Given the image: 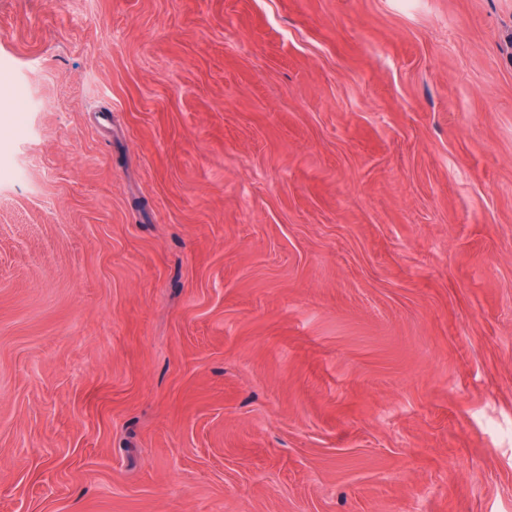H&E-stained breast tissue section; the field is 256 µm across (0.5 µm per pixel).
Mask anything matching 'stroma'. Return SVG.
Segmentation results:
<instances>
[{
	"label": "stroma",
	"instance_id": "obj_1",
	"mask_svg": "<svg viewBox=\"0 0 512 512\" xmlns=\"http://www.w3.org/2000/svg\"><path fill=\"white\" fill-rule=\"evenodd\" d=\"M418 507L512 512V0H0V512Z\"/></svg>",
	"mask_w": 512,
	"mask_h": 512
}]
</instances>
